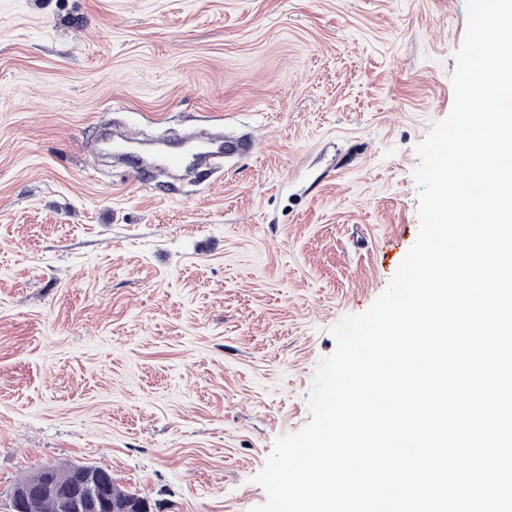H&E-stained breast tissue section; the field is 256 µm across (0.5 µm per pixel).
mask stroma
Returning a JSON list of instances; mask_svg holds the SVG:
<instances>
[{
  "label": "stroma",
  "instance_id": "stroma-1",
  "mask_svg": "<svg viewBox=\"0 0 512 512\" xmlns=\"http://www.w3.org/2000/svg\"><path fill=\"white\" fill-rule=\"evenodd\" d=\"M466 0H0V512L38 466L252 512L332 327L417 238ZM257 142L144 190L107 123Z\"/></svg>",
  "mask_w": 512,
  "mask_h": 512
}]
</instances>
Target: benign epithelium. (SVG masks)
Segmentation results:
<instances>
[{
    "mask_svg": "<svg viewBox=\"0 0 512 512\" xmlns=\"http://www.w3.org/2000/svg\"><path fill=\"white\" fill-rule=\"evenodd\" d=\"M110 480L108 473L85 466L71 470L49 469L38 483L12 490V512H35L39 501L46 497L58 498L60 506L68 512H81L85 508L112 512L114 507L108 495Z\"/></svg>",
    "mask_w": 512,
    "mask_h": 512,
    "instance_id": "7a95c632",
    "label": "benign epithelium"
}]
</instances>
